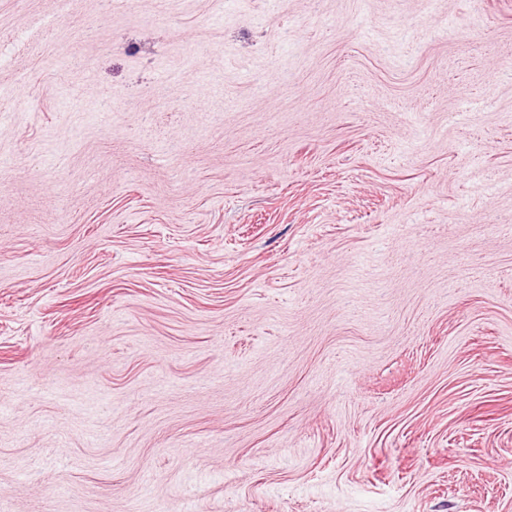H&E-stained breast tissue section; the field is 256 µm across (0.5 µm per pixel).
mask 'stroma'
Masks as SVG:
<instances>
[{
	"label": "stroma",
	"mask_w": 512,
	"mask_h": 512,
	"mask_svg": "<svg viewBox=\"0 0 512 512\" xmlns=\"http://www.w3.org/2000/svg\"><path fill=\"white\" fill-rule=\"evenodd\" d=\"M512 0H0V512H512Z\"/></svg>",
	"instance_id": "obj_1"
}]
</instances>
